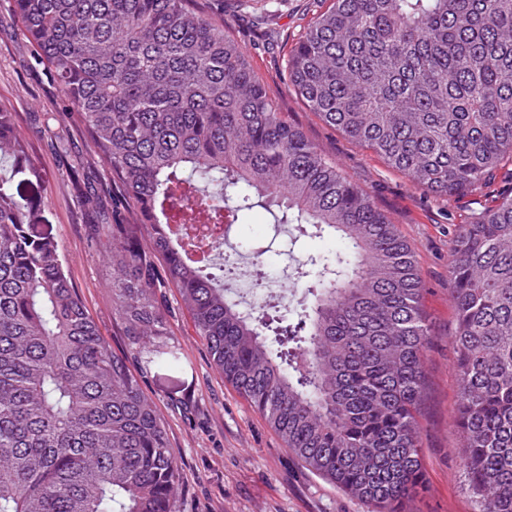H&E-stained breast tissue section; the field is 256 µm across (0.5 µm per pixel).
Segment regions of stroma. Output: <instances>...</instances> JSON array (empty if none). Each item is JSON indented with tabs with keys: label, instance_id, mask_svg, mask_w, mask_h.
Wrapping results in <instances>:
<instances>
[{
	"label": "stroma",
	"instance_id": "1",
	"mask_svg": "<svg viewBox=\"0 0 512 512\" xmlns=\"http://www.w3.org/2000/svg\"><path fill=\"white\" fill-rule=\"evenodd\" d=\"M208 7L241 41L255 73L278 97L289 121L371 193L414 248L423 278L422 306L434 336L425 362L426 491L414 512H474L460 466L461 439L452 424L458 384L450 342L454 310L448 257L455 225L495 205L512 172L500 169L481 188L451 198L414 187L374 152L326 125L286 87V59L316 12L317 0H209ZM62 101L58 85L36 65L7 0H0V108L13 113L29 141L31 159L42 176L47 228L60 245L74 287L101 334L128 358L143 390L157 403L179 466V512H371L365 501L311 472L225 382L176 289H168L159 305L157 336L140 342L128 336L124 317L112 308V250L95 239V218L73 179L77 173L102 177L105 167L90 163L81 128L60 122ZM268 221L264 210L254 209L244 223L230 228L226 246L273 241L265 258L270 281L287 284L296 260L340 246L331 236L298 237L292 224L273 236ZM292 237L297 243L288 256L284 250Z\"/></svg>",
	"mask_w": 512,
	"mask_h": 512
}]
</instances>
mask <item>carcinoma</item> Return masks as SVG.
<instances>
[{
    "instance_id": "carcinoma-1",
    "label": "carcinoma",
    "mask_w": 512,
    "mask_h": 512,
    "mask_svg": "<svg viewBox=\"0 0 512 512\" xmlns=\"http://www.w3.org/2000/svg\"><path fill=\"white\" fill-rule=\"evenodd\" d=\"M108 180L84 188L119 266L128 335H158L177 290L215 368L312 472L372 512H412L433 336L414 251L369 192L288 121L224 22L192 0H10ZM286 85L413 186L473 191L512 160V0H332ZM0 512H177L179 466L155 401L112 349L39 230L41 178L0 109ZM260 207L339 236L290 275L311 305L243 308L236 262L179 236ZM264 252L252 256L265 284ZM162 257L164 272L155 267ZM448 280L452 422L476 512H512V181L457 224Z\"/></svg>"
}]
</instances>
